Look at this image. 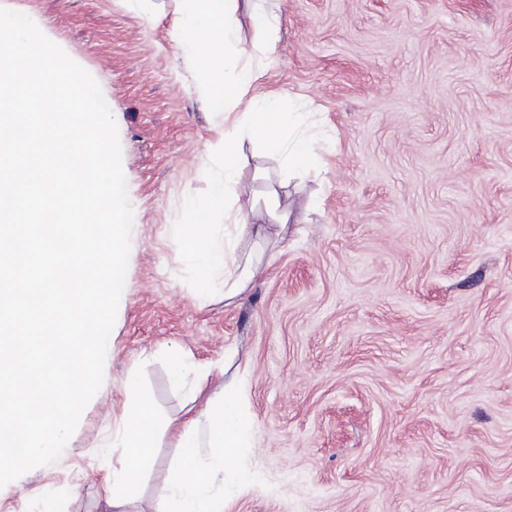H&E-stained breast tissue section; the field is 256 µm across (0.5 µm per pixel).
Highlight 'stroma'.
Masks as SVG:
<instances>
[{
    "instance_id": "stroma-1",
    "label": "stroma",
    "mask_w": 512,
    "mask_h": 512,
    "mask_svg": "<svg viewBox=\"0 0 512 512\" xmlns=\"http://www.w3.org/2000/svg\"><path fill=\"white\" fill-rule=\"evenodd\" d=\"M238 2L258 91L301 103L294 134L321 163L284 174L244 142V179L290 220L239 242L266 270L227 301L182 248L193 202L224 221V111L175 35L187 0H0L98 82L133 208L103 386L0 512H107L127 373L162 426L199 411L217 367L256 425L238 455L255 485L215 484L224 512H512V0ZM258 5L280 17L270 56ZM179 460L158 432L126 512H157Z\"/></svg>"
}]
</instances>
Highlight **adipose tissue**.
Instances as JSON below:
<instances>
[{
  "mask_svg": "<svg viewBox=\"0 0 512 512\" xmlns=\"http://www.w3.org/2000/svg\"><path fill=\"white\" fill-rule=\"evenodd\" d=\"M194 3L198 17L205 23L204 33L195 43L200 78L208 82L212 99L223 104L225 112H232L242 102L247 105L246 112L225 125L216 143L224 154V164L214 172L213 180L225 201L236 202L237 208L225 213L223 223L205 225L203 233L188 243L189 253L223 285L225 298L231 299L252 287L260 271L259 264L238 261L236 239L249 236L272 241L285 232L289 220L284 212L276 216L274 223H264L263 211L242 183L241 141L248 135L262 140L278 153L285 170L310 165L315 156L304 138L291 135L298 117L294 108L285 106L276 96L255 91L259 73L240 38L234 17L236 0ZM216 43L223 44L224 56L230 61L220 80L213 79L209 71L211 47ZM125 391L123 440L127 454L121 469L113 471L108 480V505L116 512L126 504L137 484L156 431L151 398L140 389L135 375H128ZM243 399L241 388L223 386L206 399L199 415L167 423V430L183 450V463L170 479L161 512H224V498L212 492L211 483L233 464L239 449L254 440L253 420L242 407ZM203 425L208 428L209 456L205 459L199 454L197 439V431Z\"/></svg>",
  "mask_w": 512,
  "mask_h": 512,
  "instance_id": "ef3b65f1",
  "label": "adipose tissue"
}]
</instances>
